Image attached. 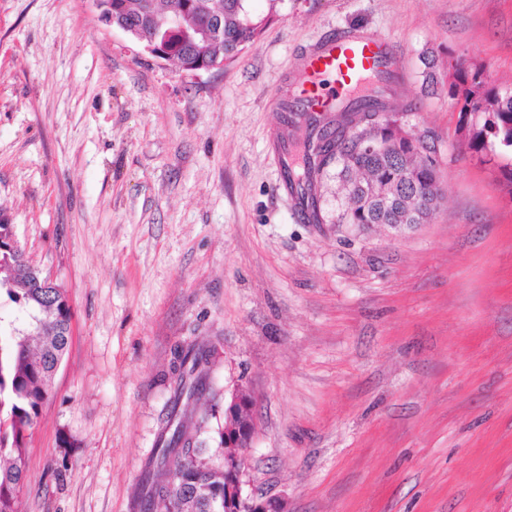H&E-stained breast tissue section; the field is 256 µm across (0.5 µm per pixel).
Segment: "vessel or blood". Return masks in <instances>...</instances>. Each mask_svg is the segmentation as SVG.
<instances>
[{
	"instance_id": "1",
	"label": "vessel or blood",
	"mask_w": 512,
	"mask_h": 512,
	"mask_svg": "<svg viewBox=\"0 0 512 512\" xmlns=\"http://www.w3.org/2000/svg\"><path fill=\"white\" fill-rule=\"evenodd\" d=\"M396 60L382 38L358 31H346L335 38L309 46L295 64V80L289 92L288 107L295 112L299 125L311 118L331 113L337 103L349 100L350 92L367 76L377 74L381 66H395ZM279 168V186L286 194L296 188L288 179L291 161L285 141L274 145Z\"/></svg>"
}]
</instances>
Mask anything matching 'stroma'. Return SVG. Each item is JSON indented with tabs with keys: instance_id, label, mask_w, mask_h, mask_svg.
Returning <instances> with one entry per match:
<instances>
[{
	"instance_id": "stroma-1",
	"label": "stroma",
	"mask_w": 512,
	"mask_h": 512,
	"mask_svg": "<svg viewBox=\"0 0 512 512\" xmlns=\"http://www.w3.org/2000/svg\"><path fill=\"white\" fill-rule=\"evenodd\" d=\"M386 38L444 201L395 230L303 220L279 190L278 82L315 41ZM512 86V0H283L186 75L92 0H0V217L72 308L21 512H143L178 350L257 400L245 492L286 512H512V156L472 152L448 64ZM437 84L423 91L426 68Z\"/></svg>"
}]
</instances>
